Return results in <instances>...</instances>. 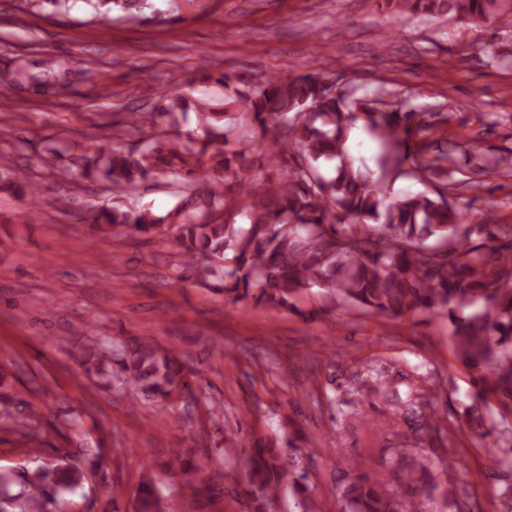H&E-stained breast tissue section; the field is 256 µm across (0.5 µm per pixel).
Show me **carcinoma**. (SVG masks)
I'll list each match as a JSON object with an SVG mask.
<instances>
[{
	"mask_svg": "<svg viewBox=\"0 0 512 512\" xmlns=\"http://www.w3.org/2000/svg\"><path fill=\"white\" fill-rule=\"evenodd\" d=\"M392 13L488 24L512 21V0H381ZM216 82L228 92L224 101L190 102L183 92L160 109L133 112L127 125L142 147L126 150L109 135L92 151L72 153L65 139L49 148L53 158L69 157L65 176L73 183L104 180L118 196L159 175L173 178L177 201L165 214L149 207L91 205L87 226L109 235L124 233L167 238L179 247L178 268L192 271L197 284L237 304L253 300L278 310H297L300 296L321 288L338 303L381 317L449 318L453 351L474 371L482 399L512 403V227L496 223L487 211L472 220L448 200V154L429 156V145L416 140L426 130L421 113L402 112L380 99L333 92L322 75L269 76L255 83L226 74ZM194 110L197 126L181 133L180 120ZM267 138L270 174L250 179V161L229 145L242 116ZM371 129L387 149L395 171L408 170L420 181L440 180L428 193L394 201L369 169L348 150L357 122ZM334 165L326 177L319 167ZM16 193L31 200L39 186L16 174L7 178ZM473 308L463 314L467 308ZM75 362L87 375L112 378L136 392L163 398L190 387L193 371L173 350L129 339L112 350L100 344L80 347ZM389 429L404 425L412 433L432 423V415L413 408L390 407ZM421 455L404 451L394 470L403 493L387 489L385 472H369L353 462L352 479L341 490V512H427L442 489ZM289 455L256 438L245 467L224 464L217 478L242 488L250 512H272ZM84 476V463L73 456L52 468L20 474L13 492L0 485V512H50ZM290 490L316 512L313 490L300 475ZM133 512H162L155 478L135 490Z\"/></svg>",
	"mask_w": 512,
	"mask_h": 512,
	"instance_id": "1",
	"label": "carcinoma"
}]
</instances>
